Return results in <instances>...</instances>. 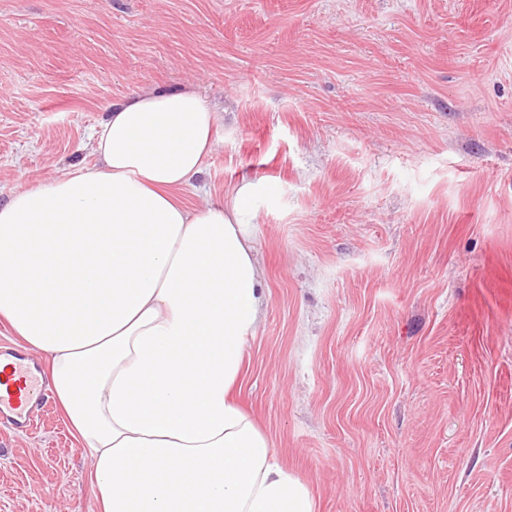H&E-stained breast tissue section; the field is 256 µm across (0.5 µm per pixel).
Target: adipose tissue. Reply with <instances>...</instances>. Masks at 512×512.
I'll use <instances>...</instances> for the list:
<instances>
[{"label":"adipose tissue","mask_w":512,"mask_h":512,"mask_svg":"<svg viewBox=\"0 0 512 512\" xmlns=\"http://www.w3.org/2000/svg\"><path fill=\"white\" fill-rule=\"evenodd\" d=\"M193 89L106 107L96 162L0 204V317L50 361L101 512H315L237 403L265 298L254 182L187 208L216 145Z\"/></svg>","instance_id":"ef3b65f1"}]
</instances>
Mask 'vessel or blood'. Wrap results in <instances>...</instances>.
<instances>
[{"label":"vessel or blood","mask_w":512,"mask_h":512,"mask_svg":"<svg viewBox=\"0 0 512 512\" xmlns=\"http://www.w3.org/2000/svg\"><path fill=\"white\" fill-rule=\"evenodd\" d=\"M12 371L0 380V429L29 433L36 411L45 409L47 380L37 357L22 347L0 348Z\"/></svg>","instance_id":"b4317fda"}]
</instances>
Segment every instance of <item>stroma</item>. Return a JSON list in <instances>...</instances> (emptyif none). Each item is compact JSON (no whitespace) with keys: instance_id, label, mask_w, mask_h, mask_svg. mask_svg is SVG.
<instances>
[{"instance_id":"35a3bbf8","label":"stroma","mask_w":512,"mask_h":512,"mask_svg":"<svg viewBox=\"0 0 512 512\" xmlns=\"http://www.w3.org/2000/svg\"><path fill=\"white\" fill-rule=\"evenodd\" d=\"M182 87L219 121L185 204L262 188L238 400L316 512H512V0H0V203ZM93 491L59 403L0 430V512Z\"/></svg>"}]
</instances>
